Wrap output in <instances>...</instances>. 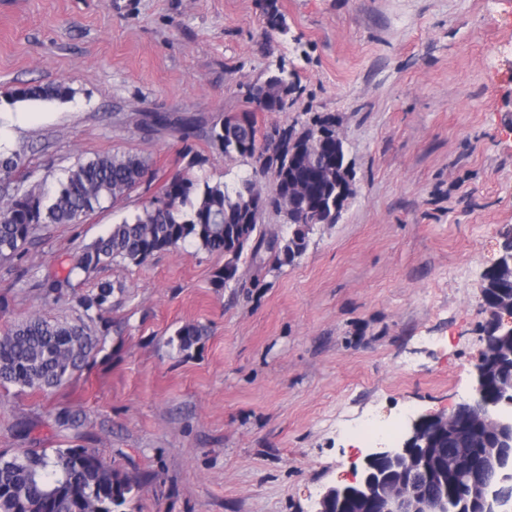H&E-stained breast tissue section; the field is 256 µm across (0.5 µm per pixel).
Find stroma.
I'll return each instance as SVG.
<instances>
[{
  "mask_svg": "<svg viewBox=\"0 0 512 512\" xmlns=\"http://www.w3.org/2000/svg\"><path fill=\"white\" fill-rule=\"evenodd\" d=\"M261 3L0 0V152L26 156L32 185L116 152L155 174L0 262V329L76 320L79 296L114 284L95 361L49 393L0 385V453L95 450L142 478L125 512H314L363 461L339 425L472 397L484 275L512 227V0H278L272 35ZM281 67L295 90L257 127L335 115L354 174L339 223L293 264H243L239 288L213 287L223 257L188 244L41 288L154 200L185 151L211 181L249 174L210 129ZM51 83L71 98L7 100ZM192 322L207 335L177 351Z\"/></svg>",
  "mask_w": 512,
  "mask_h": 512,
  "instance_id": "35a3bbf8",
  "label": "stroma"
}]
</instances>
